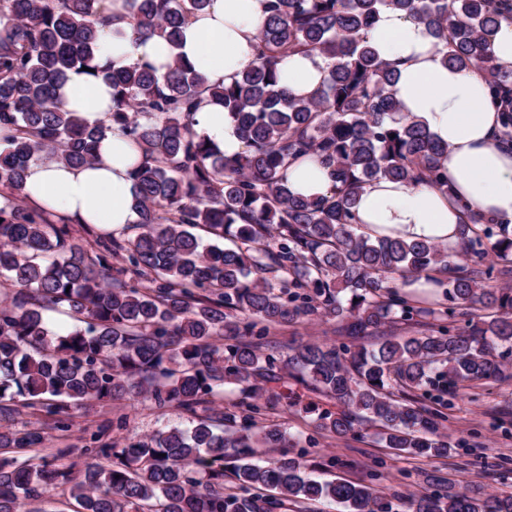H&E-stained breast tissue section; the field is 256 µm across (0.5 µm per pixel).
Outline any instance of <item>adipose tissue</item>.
<instances>
[{
  "mask_svg": "<svg viewBox=\"0 0 512 512\" xmlns=\"http://www.w3.org/2000/svg\"><path fill=\"white\" fill-rule=\"evenodd\" d=\"M108 13L112 22L101 33V61L149 65L162 72L178 53L214 85L230 84L254 62L256 36L266 17L265 0H211L188 18L174 51L159 37L135 38L125 0H110ZM368 39L397 71L395 91L403 114L422 120L447 143L450 190L373 180L355 203L363 230L374 239L440 241L454 253L461 244L465 208L512 222V151L496 143L501 114L491 101L484 72L445 65L427 26L393 10L380 13ZM326 75L325 59L313 52L292 55L282 66L283 84L299 98L313 94ZM60 103L93 125L111 111L112 90L103 81L75 74L61 88ZM194 128L224 153L243 149L220 104H204L194 115ZM140 159L139 146L115 130L103 139L93 164L69 166L47 154L31 162L25 191L43 209L122 230L137 221L132 170ZM288 184L295 193L312 197L327 194L332 182L327 169L306 159L289 167Z\"/></svg>",
  "mask_w": 512,
  "mask_h": 512,
  "instance_id": "adipose-tissue-1",
  "label": "adipose tissue"
}]
</instances>
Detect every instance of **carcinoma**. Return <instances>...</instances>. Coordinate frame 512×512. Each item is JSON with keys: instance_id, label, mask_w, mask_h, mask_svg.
<instances>
[{"instance_id": "cac0c4a2", "label": "carcinoma", "mask_w": 512, "mask_h": 512, "mask_svg": "<svg viewBox=\"0 0 512 512\" xmlns=\"http://www.w3.org/2000/svg\"><path fill=\"white\" fill-rule=\"evenodd\" d=\"M105 0H0V402L18 400L56 416L84 402L144 396L193 411L234 385L239 411L215 409L192 429L171 426L147 441L40 455V433L0 432V512H44L33 503L65 486L83 512H275L285 503L329 499L346 512H392L380 484L315 480L301 457L262 464V448H286L278 426L261 427L266 383L282 380L262 350L270 329L320 315L353 344L290 348L288 378L333 400L314 427L337 438L364 421L381 424L386 446L412 457L452 450L440 410L417 392L496 380L512 353V288L490 282L512 271L467 272L432 240H372L358 232L356 197L384 177L448 192V144L401 112L396 73L367 40L379 14L396 10L427 24L445 65L484 71L502 112L499 142L512 148V76L492 63L489 33L512 17V0H266L255 63L229 85L213 86L179 55L165 73L101 63ZM210 0H130L134 34L175 49L189 16ZM317 52L327 76L312 97H291L279 66ZM89 71L82 70V67ZM73 73L112 87V110L97 125L59 105ZM216 100L244 144L227 155L195 133L192 116ZM138 144L133 172L140 232L127 244L87 249L53 214L23 206L25 173L42 153L83 166L112 127ZM315 157L329 194L296 195L288 167ZM204 227L233 246L203 244ZM145 283L112 278V257ZM460 252L478 260L512 256V225L467 212ZM448 274L437 307H419L407 279ZM68 315L62 331L46 311ZM406 325L410 336H390ZM433 325L426 332L417 330ZM375 339L365 344L362 339ZM234 485L224 487V462ZM436 489L406 498L409 512H512V493L486 497Z\"/></svg>"}]
</instances>
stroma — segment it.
I'll list each match as a JSON object with an SVG mask.
<instances>
[{"mask_svg": "<svg viewBox=\"0 0 512 512\" xmlns=\"http://www.w3.org/2000/svg\"><path fill=\"white\" fill-rule=\"evenodd\" d=\"M341 343L335 323L317 320L284 325L271 331L263 348L278 360H286L288 341ZM291 400L278 401L265 412L267 423L280 425L293 436V453H305L310 464L339 459L334 475L347 479H369L376 474L394 497L425 490L424 476L433 472L468 487L475 495L512 493V376L459 390L449 399L443 432L455 449L441 458H411L387 448L379 429L362 424L356 435L338 439L314 429L313 411L330 407L326 397L293 385ZM208 408V407H207ZM207 408L189 414L160 407L143 398H123L106 403L90 402L70 408L68 430L56 429L53 418L17 402L0 403V431L28 429L40 432L48 451L82 448L93 440L143 441L168 425L189 426L193 417L206 416Z\"/></svg>", "mask_w": 512, "mask_h": 512, "instance_id": "35a3bbf8", "label": "stroma"}]
</instances>
